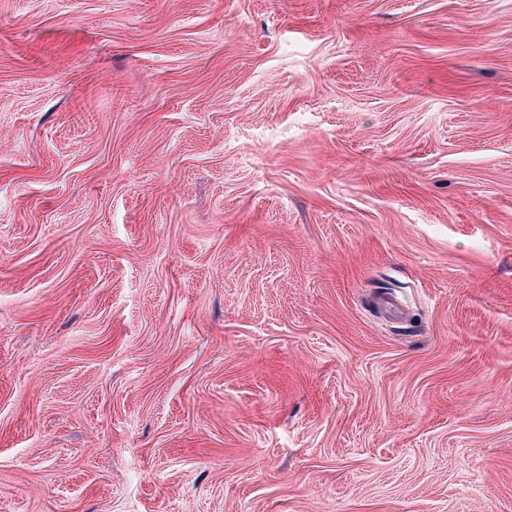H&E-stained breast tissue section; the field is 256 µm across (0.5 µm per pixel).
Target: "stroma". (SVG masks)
<instances>
[{
    "mask_svg": "<svg viewBox=\"0 0 512 512\" xmlns=\"http://www.w3.org/2000/svg\"><path fill=\"white\" fill-rule=\"evenodd\" d=\"M0 512H512V0H0Z\"/></svg>",
    "mask_w": 512,
    "mask_h": 512,
    "instance_id": "obj_1",
    "label": "stroma"
}]
</instances>
